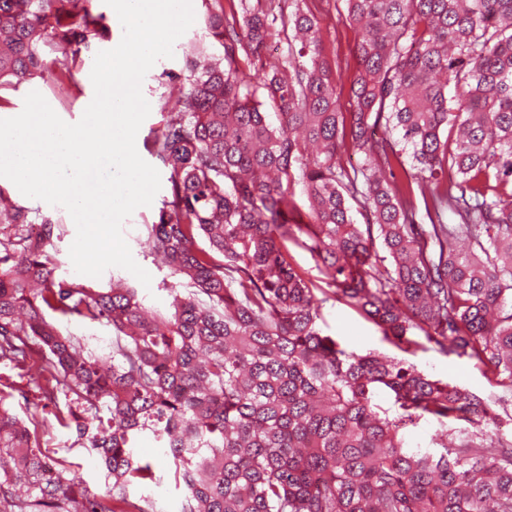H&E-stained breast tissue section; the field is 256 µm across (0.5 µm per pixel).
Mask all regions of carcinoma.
<instances>
[{"label": "carcinoma", "instance_id": "cac0c4a2", "mask_svg": "<svg viewBox=\"0 0 512 512\" xmlns=\"http://www.w3.org/2000/svg\"><path fill=\"white\" fill-rule=\"evenodd\" d=\"M206 2L210 41L167 75L182 107L160 94L161 129L145 142L170 173L145 225L175 278L168 310L119 275H58L63 217L0 210L15 228L0 238V366L32 375L55 420L18 418L0 389V512H154L131 498L158 480L157 459L135 451L144 436L168 460L179 512H512V439L486 431L504 400L407 358L425 345L466 357L512 395V0H343L352 112L311 11L240 0L228 16ZM90 4L0 0V104L49 65L75 84L81 53L110 35ZM275 33L287 52L263 63ZM244 58L261 63L256 85ZM348 137L365 155L350 171ZM292 247L324 287L294 268ZM336 297L403 356L357 355L324 334ZM72 321L112 329V367L62 328ZM426 419L440 426L429 447L410 436ZM56 424L97 455L105 492L42 446Z\"/></svg>", "mask_w": 512, "mask_h": 512}]
</instances>
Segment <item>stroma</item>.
Returning <instances> with one entry per match:
<instances>
[{
    "label": "stroma",
    "instance_id": "stroma-1",
    "mask_svg": "<svg viewBox=\"0 0 512 512\" xmlns=\"http://www.w3.org/2000/svg\"><path fill=\"white\" fill-rule=\"evenodd\" d=\"M303 8L313 11L320 21L321 46L323 56L333 71L336 96L342 111L352 109V82L357 61L354 54L355 32L346 19L343 0H303ZM195 21L174 45L173 58L158 60L147 73L142 92L148 102H156L161 91L162 73L180 71L186 54L192 45L202 38L203 17L207 11L205 0H193ZM95 55L87 53L83 57V66L75 73L76 88L60 89L55 76L35 79L33 90L40 92L57 115L68 123L78 122L85 108L92 101L94 89L90 79ZM160 200H153L151 206L135 210L123 225V233L135 261L151 276L149 287L140 289L139 296L148 306L159 310L167 309L171 298L163 288L164 280L169 277L168 268L143 246L145 239L144 224L150 220ZM324 332L336 338L347 351L364 354L370 351L382 352L391 356L398 350L384 341L378 328L356 311L340 301H328L322 307ZM414 363L436 378L457 384L469 391L486 397L494 394L496 388L484 370L475 366L467 358L454 355L445 356L427 350L417 352ZM73 432L55 428L51 440L52 455L64 465L76 464L86 486L94 492L105 488V474L99 469L85 449L74 444Z\"/></svg>",
    "mask_w": 512,
    "mask_h": 512
}]
</instances>
